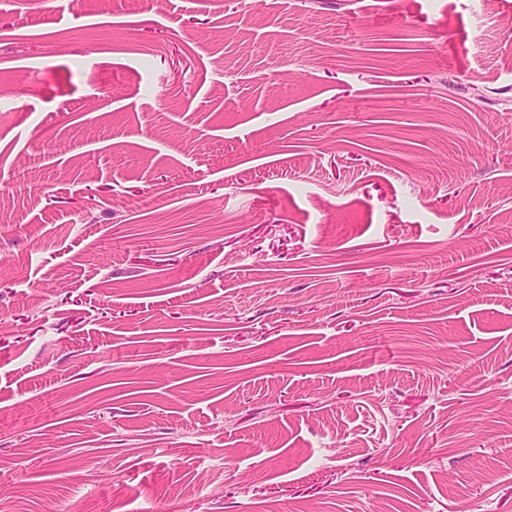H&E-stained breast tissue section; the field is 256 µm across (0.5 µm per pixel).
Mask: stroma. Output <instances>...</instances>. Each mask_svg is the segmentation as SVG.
I'll return each instance as SVG.
<instances>
[{
	"label": "stroma",
	"instance_id": "obj_1",
	"mask_svg": "<svg viewBox=\"0 0 512 512\" xmlns=\"http://www.w3.org/2000/svg\"><path fill=\"white\" fill-rule=\"evenodd\" d=\"M8 512H512V0H0Z\"/></svg>",
	"mask_w": 512,
	"mask_h": 512
}]
</instances>
